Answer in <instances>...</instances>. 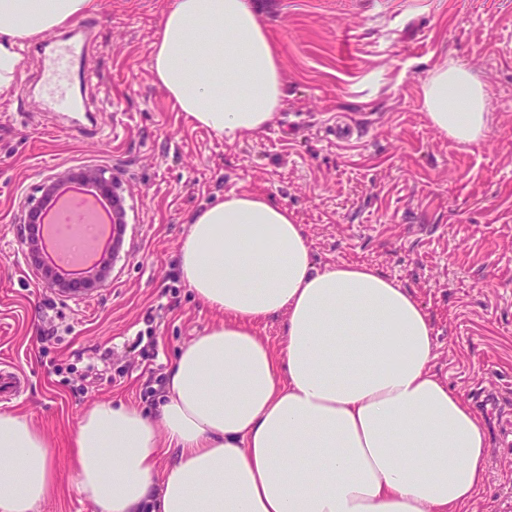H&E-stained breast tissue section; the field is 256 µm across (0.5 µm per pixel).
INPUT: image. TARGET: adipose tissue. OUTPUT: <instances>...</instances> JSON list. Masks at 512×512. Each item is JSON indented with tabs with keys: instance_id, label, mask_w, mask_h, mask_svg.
<instances>
[{
	"instance_id": "adipose-tissue-1",
	"label": "adipose tissue",
	"mask_w": 512,
	"mask_h": 512,
	"mask_svg": "<svg viewBox=\"0 0 512 512\" xmlns=\"http://www.w3.org/2000/svg\"><path fill=\"white\" fill-rule=\"evenodd\" d=\"M110 4L0 0V93L31 44ZM150 70L191 123L230 142L263 132L284 96L252 0H169ZM486 98L452 61L422 82L432 126L461 144L484 138ZM188 224L182 276L220 320L182 347L152 413L82 414L77 487L97 512H469L486 489L485 426L435 370L413 292L368 265L316 268L293 213L258 192L226 193ZM278 316L274 346L257 326ZM57 487L47 437L0 413V512H34Z\"/></svg>"
}]
</instances>
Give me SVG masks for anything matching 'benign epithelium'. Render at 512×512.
<instances>
[{
  "instance_id": "1",
  "label": "benign epithelium",
  "mask_w": 512,
  "mask_h": 512,
  "mask_svg": "<svg viewBox=\"0 0 512 512\" xmlns=\"http://www.w3.org/2000/svg\"><path fill=\"white\" fill-rule=\"evenodd\" d=\"M87 183L99 197L111 198L122 195L120 181L106 171L96 167L65 169L46 177L39 186L40 196L27 199L17 218L20 227V241L24 255L37 271H43L45 254L43 236L46 224L44 204L55 197L59 190L69 184Z\"/></svg>"
}]
</instances>
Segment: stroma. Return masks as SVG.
I'll use <instances>...</instances> for the list:
<instances>
[{"mask_svg": "<svg viewBox=\"0 0 512 512\" xmlns=\"http://www.w3.org/2000/svg\"><path fill=\"white\" fill-rule=\"evenodd\" d=\"M278 48L274 121L233 143L189 123L150 72L162 0H112L87 17L86 97L102 135L67 131L39 94L0 93V362L25 391L0 413L51 443L59 489L36 512H94L77 489L71 434L96 401L151 407L182 346L217 320L180 270L189 216L224 193L292 211L314 264L372 265L432 318L434 367L469 405L497 398L512 426V0H255ZM453 60L488 91L476 144L440 134L422 107L428 71ZM351 138H336L337 127ZM95 166L119 177L128 223L106 285L59 293L26 263L16 223L42 179ZM471 512H512V446L489 451Z\"/></svg>", "mask_w": 512, "mask_h": 512, "instance_id": "35a3bbf8", "label": "stroma"}]
</instances>
